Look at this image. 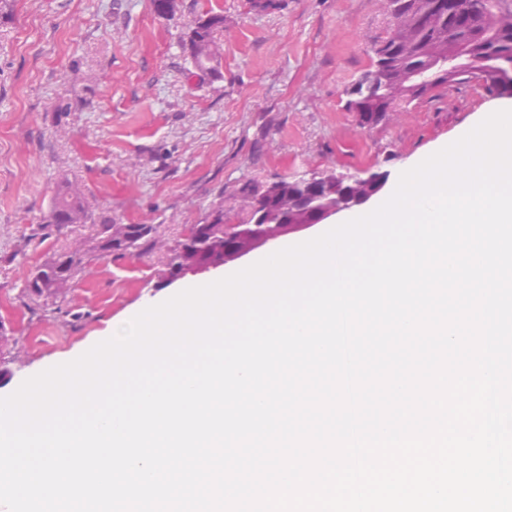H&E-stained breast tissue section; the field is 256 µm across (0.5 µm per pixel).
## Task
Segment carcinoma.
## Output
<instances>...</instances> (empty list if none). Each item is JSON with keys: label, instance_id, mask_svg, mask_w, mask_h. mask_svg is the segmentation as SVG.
I'll return each instance as SVG.
<instances>
[{"label": "carcinoma", "instance_id": "cac0c4a2", "mask_svg": "<svg viewBox=\"0 0 512 512\" xmlns=\"http://www.w3.org/2000/svg\"><path fill=\"white\" fill-rule=\"evenodd\" d=\"M462 18L448 24V11L435 12L434 22L428 27L409 30L403 45L395 46L394 38H388L385 47L375 45L374 58L388 61L386 73L401 70H418L432 77L428 48L436 44L462 43L475 59L492 53L501 64L503 77L512 76V21L499 24L496 18L501 12H512V0H462ZM224 16L206 12L187 34L185 47L194 68L206 75H217V63L222 55L218 35L223 31ZM370 113L371 126L375 127L390 119L388 112L377 111L373 97L360 96L346 102L348 111L355 106ZM299 182L297 177H279L256 190L249 183L240 192L249 199V204L258 203L275 218L291 219L303 214L299 210L286 214L281 211L277 197ZM95 224L91 243L77 239L64 251L36 267L28 277L22 292V305L33 316L53 317L62 312V307L73 287L74 279L89 265L92 254L99 256L129 255L138 258L161 256V273H169V259L178 261L183 268L190 269L205 261L224 266V203L210 207L204 216L190 226V239L184 238L173 245L168 244L158 232L156 224H114L107 217L96 219L87 211L80 190L70 184L59 185L53 203L42 228L59 231L69 224Z\"/></svg>", "mask_w": 512, "mask_h": 512}]
</instances>
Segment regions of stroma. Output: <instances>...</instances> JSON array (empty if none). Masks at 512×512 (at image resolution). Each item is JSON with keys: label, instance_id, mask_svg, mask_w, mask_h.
<instances>
[{"label": "stroma", "instance_id": "obj_1", "mask_svg": "<svg viewBox=\"0 0 512 512\" xmlns=\"http://www.w3.org/2000/svg\"><path fill=\"white\" fill-rule=\"evenodd\" d=\"M9 0L0 17V323L22 362L0 397L93 347L113 321L196 284L157 274L159 258L106 256L75 282L66 321L30 318V272L91 234L45 235L55 189L78 185L90 211L116 224H157L179 238L216 200L226 223L238 189L277 175L403 168L456 141L500 97L472 82L398 105L361 130L347 88L390 31L386 0ZM223 14L219 76L194 73L181 38L205 11Z\"/></svg>", "mask_w": 512, "mask_h": 512}]
</instances>
